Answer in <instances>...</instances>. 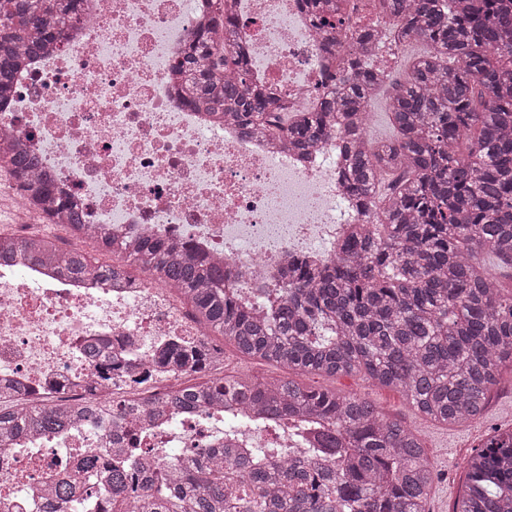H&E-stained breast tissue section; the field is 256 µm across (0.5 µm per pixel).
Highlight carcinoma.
Here are the masks:
<instances>
[{"label": "carcinoma", "mask_w": 512, "mask_h": 512, "mask_svg": "<svg viewBox=\"0 0 512 512\" xmlns=\"http://www.w3.org/2000/svg\"><path fill=\"white\" fill-rule=\"evenodd\" d=\"M80 0H0V102L26 57L60 37ZM316 27L368 49L374 30H343L342 5L302 0ZM401 47L428 49L407 61L404 81L358 58L342 62L315 112L282 111L252 86L247 60L231 49L236 18L218 9L193 35L171 74L186 104L232 115L248 134L305 149L343 126L344 178L370 223L324 267L300 265L270 291L261 316L224 293V270L156 240L126 256L175 288L193 321L236 350L291 370L329 376L362 370L399 391L425 418L459 424L480 418L504 370H512V9L498 0H377ZM394 136L367 137L368 106L384 86ZM19 176L33 158L4 151ZM52 202L73 238L85 236L78 211ZM18 256L48 259L71 276L115 269L78 244L22 239ZM155 362L205 372L208 354L168 344ZM240 402L244 424L259 416L276 434L268 448L240 456L236 427L169 477L148 474L154 490L125 494L128 470L115 461L102 512H425L433 470L417 436L357 394L305 388L292 379L208 380L174 390L154 413L189 410L202 424L214 400ZM89 416L83 404L44 403L16 413L0 397V438L58 433ZM53 494L82 512L78 479ZM453 512H512V431L490 437L467 463L466 490Z\"/></svg>", "instance_id": "carcinoma-1"}]
</instances>
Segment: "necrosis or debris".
I'll list each match as a JSON object with an SVG mask.
<instances>
[{"mask_svg":"<svg viewBox=\"0 0 512 512\" xmlns=\"http://www.w3.org/2000/svg\"><path fill=\"white\" fill-rule=\"evenodd\" d=\"M217 0H82L75 27L36 55L0 104V138L36 158L34 173L76 202L94 238L180 244L195 259L223 264L257 299L284 282L289 261L335 257L351 225L364 223L343 194L330 136L307 154L244 134L183 103L169 68ZM253 78L277 103L313 110L328 84V58L355 56L331 44L300 0H229ZM195 345L197 328L173 288L122 270L75 278L52 265L0 263V387L16 408L51 401L67 383L102 404L94 422L54 436H24L0 456V512H71L52 499L56 479L77 457H125L128 431L114 407L136 404L139 430L154 433L162 470L191 463L208 441L191 421L166 427L150 414L177 388L179 373L152 356L172 338ZM95 340L124 365L93 369L81 346Z\"/></svg>","mask_w":512,"mask_h":512,"instance_id":"4bbe7bcc","label":"necrosis or debris"}]
</instances>
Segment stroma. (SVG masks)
I'll return each mask as SVG.
<instances>
[{"label": "stroma", "instance_id": "35a3bbf8", "mask_svg": "<svg viewBox=\"0 0 512 512\" xmlns=\"http://www.w3.org/2000/svg\"><path fill=\"white\" fill-rule=\"evenodd\" d=\"M215 342L224 348L225 374L255 379L289 376L306 387L354 392L373 401L387 417L410 427L421 439L433 466L434 481L426 512H452L463 491L471 451L494 431L512 428V376L508 374L494 388L483 420L445 426L423 419L399 391L366 380L363 374L336 377L305 372L292 374L287 368L240 355L223 337H216Z\"/></svg>", "mask_w": 512, "mask_h": 512}]
</instances>
